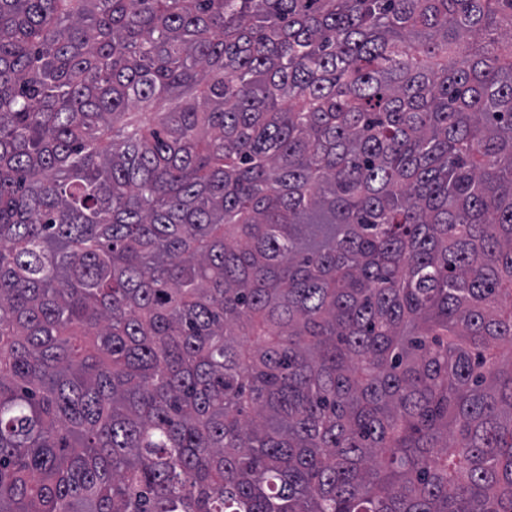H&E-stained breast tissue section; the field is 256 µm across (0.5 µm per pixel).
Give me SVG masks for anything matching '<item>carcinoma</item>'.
Returning <instances> with one entry per match:
<instances>
[{"mask_svg":"<svg viewBox=\"0 0 512 512\" xmlns=\"http://www.w3.org/2000/svg\"><path fill=\"white\" fill-rule=\"evenodd\" d=\"M0 512H512V0H0Z\"/></svg>","mask_w":512,"mask_h":512,"instance_id":"obj_1","label":"carcinoma"}]
</instances>
